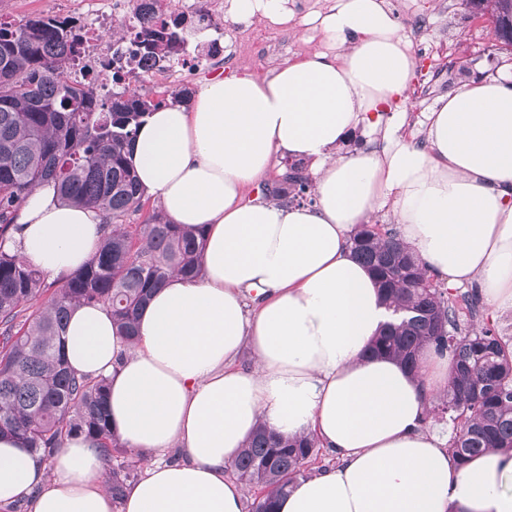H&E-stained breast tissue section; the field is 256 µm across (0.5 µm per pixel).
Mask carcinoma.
Listing matches in <instances>:
<instances>
[{
  "instance_id": "cac0c4a2",
  "label": "carcinoma",
  "mask_w": 512,
  "mask_h": 512,
  "mask_svg": "<svg viewBox=\"0 0 512 512\" xmlns=\"http://www.w3.org/2000/svg\"><path fill=\"white\" fill-rule=\"evenodd\" d=\"M186 20L144 30L143 43L164 58L180 52ZM77 45L68 17L33 16L0 23V241L17 225L22 203L37 186L56 189L62 202L100 210L105 239L93 259L70 275L48 303L17 323L21 306L34 304L46 284L22 256L0 248V435L17 437L47 462L64 439L84 431L99 437L109 490L119 503L134 483L129 449L117 443L107 421V382L68 369L63 332L77 303L102 304L120 332L136 335V317L169 276L201 273L202 243L180 232L159 211L139 232L123 227L140 212L144 194L127 160L143 118L162 105L127 89L101 98L68 80ZM304 162L297 160L268 188L270 195L307 200ZM355 258L367 267L394 317L367 347L372 356L399 359L410 370L426 345L448 350L453 374L434 410L451 421L465 418L449 450L459 461L492 448L512 449V353L490 329L461 327L453 300L431 280L419 258L388 229L380 236L361 226L351 238ZM316 439H285L258 426L233 466L257 491L249 512H274L276 500L317 455Z\"/></svg>"
}]
</instances>
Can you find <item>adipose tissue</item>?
Here are the masks:
<instances>
[{"label": "adipose tissue", "mask_w": 512, "mask_h": 512, "mask_svg": "<svg viewBox=\"0 0 512 512\" xmlns=\"http://www.w3.org/2000/svg\"><path fill=\"white\" fill-rule=\"evenodd\" d=\"M228 17L288 23V0H226ZM326 50L266 75L202 84L140 126L129 159L171 223L202 233V276L172 275L141 311L135 340L103 305H76L65 359L106 378L109 426L156 460L121 505L99 480L97 438H66L53 462L0 436V512H243L227 470L257 425L315 437L336 464L296 480L276 512H512V452L459 462L429 429L448 352L421 350L417 371L364 350L389 319L350 252L360 225L392 210L399 237L445 287L471 285L512 311V83H466L426 115L423 143L383 113L409 98L417 61L385 0H335L319 17ZM378 149L341 154L359 126ZM308 160L314 201L245 199L276 157ZM4 243L46 278L67 277L103 241L99 210L36 187ZM251 349L253 364L238 358ZM177 448L184 457L166 461Z\"/></svg>", "instance_id": "adipose-tissue-1"}]
</instances>
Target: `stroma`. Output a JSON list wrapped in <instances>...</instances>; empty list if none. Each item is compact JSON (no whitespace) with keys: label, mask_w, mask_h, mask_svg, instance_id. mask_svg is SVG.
Returning <instances> with one entry per match:
<instances>
[{"label":"stroma","mask_w":512,"mask_h":512,"mask_svg":"<svg viewBox=\"0 0 512 512\" xmlns=\"http://www.w3.org/2000/svg\"><path fill=\"white\" fill-rule=\"evenodd\" d=\"M334 0H288L293 12L289 30L275 29L273 37L288 44L285 53H272L243 38V25L224 28V52L229 66L205 68L187 79L191 89L224 76L229 70L264 75L274 66L324 50V34L315 19ZM410 38L419 68L401 129L406 139L423 141L426 112L448 92L485 76L512 74V52L499 47L491 25L470 16L462 0H386ZM80 0H0V22L18 23L39 14L68 16Z\"/></svg>","instance_id":"stroma-1"}]
</instances>
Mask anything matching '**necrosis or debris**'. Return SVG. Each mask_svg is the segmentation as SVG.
I'll use <instances>...</instances> for the list:
<instances>
[{
  "label": "necrosis or debris",
  "instance_id": "obj_1",
  "mask_svg": "<svg viewBox=\"0 0 512 512\" xmlns=\"http://www.w3.org/2000/svg\"><path fill=\"white\" fill-rule=\"evenodd\" d=\"M85 9L75 17L79 45L69 81L111 96L116 86L139 83L174 85L204 67L222 65L225 56L219 40L224 33L222 0H83ZM183 15L215 34L206 50L182 52L166 65H154L143 53L138 35L144 27H158ZM130 19L123 39L108 36L113 18Z\"/></svg>",
  "mask_w": 512,
  "mask_h": 512
}]
</instances>
